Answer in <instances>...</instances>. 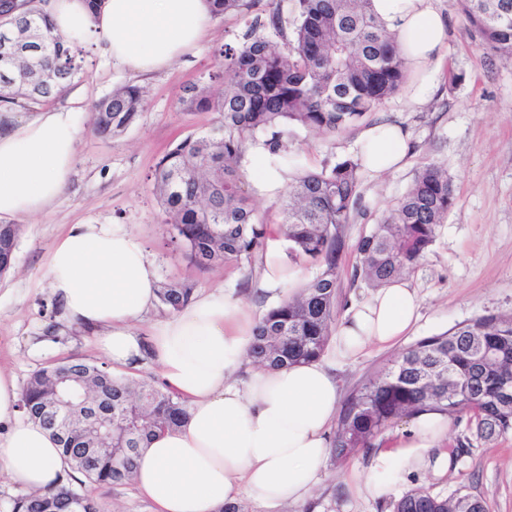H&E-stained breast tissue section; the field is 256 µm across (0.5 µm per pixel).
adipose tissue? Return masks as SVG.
<instances>
[{
	"mask_svg": "<svg viewBox=\"0 0 512 512\" xmlns=\"http://www.w3.org/2000/svg\"><path fill=\"white\" fill-rule=\"evenodd\" d=\"M393 32L408 69L423 74L447 46L448 20L435 0H372ZM209 0H49L55 32L135 74L168 68L204 37ZM80 128L77 115L47 108L0 126V218L46 211L73 173ZM407 136L396 125L369 129L364 164L381 172L401 164ZM43 278L66 318L90 330L101 353L125 366L143 351L159 365L165 386L186 402L177 429L157 434L138 460L134 482L157 512H219L246 496L269 508L310 499L329 454L337 386L322 362L241 375L253 341L242 305L213 291L196 296L154 323L149 346L134 329L153 307L158 270L143 242L119 224H72L43 264ZM416 295L400 278L351 305L339 323L340 355L391 344L417 316ZM13 373L0 370V472L25 492L61 484L67 465L52 435L20 408ZM438 411L416 415L402 454L381 453L368 475L376 493L389 490L396 460L422 466L425 453L447 436Z\"/></svg>",
	"mask_w": 512,
	"mask_h": 512,
	"instance_id": "1",
	"label": "adipose tissue"
}]
</instances>
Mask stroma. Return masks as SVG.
I'll return each instance as SVG.
<instances>
[{"label": "stroma", "instance_id": "35a3bbf8", "mask_svg": "<svg viewBox=\"0 0 512 512\" xmlns=\"http://www.w3.org/2000/svg\"><path fill=\"white\" fill-rule=\"evenodd\" d=\"M437 7L449 19L447 50L426 75H409L396 95L333 137L294 126L284 135L288 154L282 170L287 175L320 169L328 160L359 158L361 138L379 123L398 124L410 138L401 168L381 175L363 172L360 200L349 223L340 228V316L370 290L355 273L358 241L395 206L416 173L434 163L447 169L455 186V206L438 227L433 245L405 276L419 303L410 331L391 346H370L351 358L337 356L335 343H328L322 361L336 377L342 402L421 338L481 315L512 313V61L487 52L480 35L468 27L458 0H438ZM244 29L242 13L211 17L198 47L145 77L100 55L82 58L78 77L54 99V107L79 111L82 132L64 194L42 214L19 219L13 269L0 277V368L13 372L18 384L37 369L71 359L102 361L90 334L61 321L58 302L39 282L49 249L68 225L128 227L145 243L161 283L191 280L200 294L223 288L241 299L256 320L278 303L263 279L267 263L278 260L296 268L303 282L317 273V265L289 256L284 237L275 231L282 221L277 201L251 175L260 155L245 157L241 168L244 188L269 228L263 247L251 258L206 270L190 264L172 243L155 194L153 173L161 157L178 141L219 123L217 113L183 111L181 96L189 86L208 83L226 45L235 43ZM123 85L143 90L144 108L122 134L99 136L93 130V106ZM410 424L407 418L392 423L372 448L344 463L326 460L313 498L284 503L276 512H393L395 500L419 486L448 498L471 492L483 497L488 512H512V432L490 441L477 439L465 413L451 418L447 437L428 453L429 464L397 462L386 494L367 487L366 476L378 454L393 449ZM442 452L449 457L443 474L431 465ZM94 494L103 512H155L130 482L98 488Z\"/></svg>", "mask_w": 512, "mask_h": 512}]
</instances>
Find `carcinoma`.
Segmentation results:
<instances>
[{
	"label": "carcinoma",
	"instance_id": "obj_1",
	"mask_svg": "<svg viewBox=\"0 0 512 512\" xmlns=\"http://www.w3.org/2000/svg\"><path fill=\"white\" fill-rule=\"evenodd\" d=\"M287 49L280 8L246 20L236 45L226 46L216 78L222 91L194 85L181 98L189 112H216L219 126L176 143L160 159L154 186L171 240L193 264L208 268L250 256L267 229L244 189L240 169L258 144L273 157L286 150L282 134L299 126L323 136L360 122L407 79L396 36L371 10V0H293ZM48 0H0V21L13 28L17 46L0 58V107H32L55 99L74 79L78 50L54 34ZM467 25L486 49L512 58V0H460ZM254 0H211L215 16L249 11ZM135 85L119 87L94 105L95 132L122 133L143 108ZM264 135L266 139L259 140ZM361 165L351 159L299 170L279 197L282 234L289 253L311 259L320 272L291 299L257 323L250 356L270 369L321 359L336 319L337 267L359 197ZM455 203L453 180L436 164L424 166L390 213L357 244L356 274L372 287L413 270L435 241L436 230ZM19 228L0 232V273L11 268ZM189 282L163 285L159 303L172 313L194 295ZM68 385L78 405L97 409L96 427L77 422L53 432L68 464L93 485L131 480L144 448L156 433L180 427L187 410L179 396L151 381H133L105 364L72 361L33 372L23 387L22 409L52 432L42 414L46 401ZM436 410L450 417L471 414L475 434L489 440L512 431V313L481 316L417 341L376 377L348 397L332 438L331 455L345 460L392 422ZM112 455H96L100 446ZM102 512L92 494L60 484L42 494L22 495L13 512ZM471 493L448 499L418 487L399 497L393 512H483Z\"/></svg>",
	"mask_w": 512,
	"mask_h": 512
}]
</instances>
